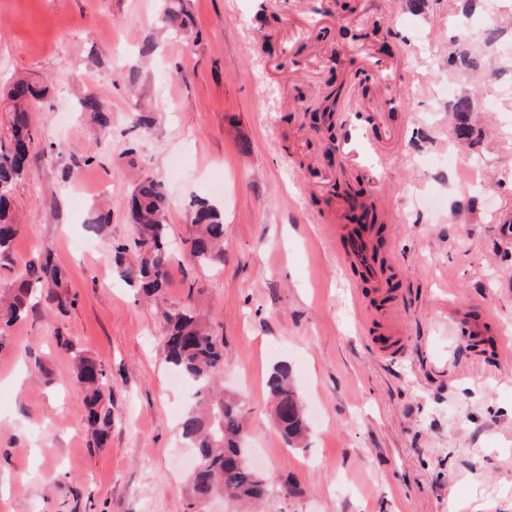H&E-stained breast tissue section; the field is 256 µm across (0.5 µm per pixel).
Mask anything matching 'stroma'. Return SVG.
I'll use <instances>...</instances> for the list:
<instances>
[{"label": "stroma", "instance_id": "1", "mask_svg": "<svg viewBox=\"0 0 512 512\" xmlns=\"http://www.w3.org/2000/svg\"><path fill=\"white\" fill-rule=\"evenodd\" d=\"M0 0V137L18 79L46 86L31 172L12 189L13 267L51 253L73 299L36 310L0 345V512H191L179 430L191 386L171 387L160 312L189 306L224 341L223 393L243 408L248 460L269 485L245 512H512V36L481 74L448 65L457 28L512 0ZM321 14L310 11L311 4ZM388 22L390 54L347 46L343 27ZM345 84L334 147L314 123L329 81ZM112 114L100 131L79 101ZM469 95L471 112L449 111ZM152 116L150 127L139 116ZM160 180L177 242L152 301L119 275L113 245L134 232V179ZM365 181L387 209L395 290L361 285L356 309L339 185ZM224 214V259L192 263V204ZM112 213L93 231L97 208ZM483 322L472 346L455 312ZM65 335L106 362L112 435L89 447ZM42 364L45 375L33 373ZM288 366L309 425L286 445L267 379Z\"/></svg>", "mask_w": 512, "mask_h": 512}]
</instances>
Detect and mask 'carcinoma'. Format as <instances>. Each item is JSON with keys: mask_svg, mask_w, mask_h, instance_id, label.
Instances as JSON below:
<instances>
[{"mask_svg": "<svg viewBox=\"0 0 512 512\" xmlns=\"http://www.w3.org/2000/svg\"><path fill=\"white\" fill-rule=\"evenodd\" d=\"M166 20L183 32L189 28L190 17L182 8L168 9ZM500 31L496 23L485 26L478 35L464 29L459 31L455 49L448 54V64L478 70L479 60L471 51L473 43L479 40L490 47L500 39ZM43 96V89L25 81L14 83L8 93L12 102L10 139L0 140V261L11 259L12 243L20 230L10 217L12 186L29 170V166L16 160V146L22 139L32 143L37 138L31 112L41 105ZM80 110L88 114L99 129L110 127V112L97 97H84ZM169 208L162 183L150 175L141 177L129 200L135 237L130 245L121 243L114 247L120 276L134 281L148 297L159 293L168 280L172 259L167 233ZM183 243L188 245L190 259L200 266L209 267L222 261V214L209 204H196L192 235ZM49 281L57 288L63 287L65 281L62 269L50 254L25 263L15 288L0 296V344L6 341L10 328L27 319L33 311L36 287ZM162 318L167 324L163 344L165 360L196 386L197 401L180 421L182 437L196 452V464L191 473L194 503L202 504L219 482L230 489L232 498L238 501L264 497L265 479L247 462L245 449L241 448L244 438L241 409L229 398H211L217 378L224 370L223 341L188 307L166 309ZM58 342L71 355L74 381L85 392V420L93 444L103 448L112 432V386L108 368L104 361L86 355L72 340L60 336ZM269 393L278 431L288 446L299 444L306 434L307 423L288 367L275 368L269 379Z\"/></svg>", "mask_w": 512, "mask_h": 512, "instance_id": "cac0c4a2", "label": "carcinoma"}]
</instances>
